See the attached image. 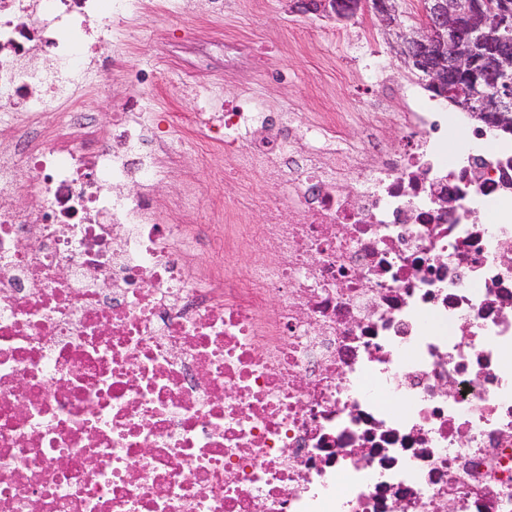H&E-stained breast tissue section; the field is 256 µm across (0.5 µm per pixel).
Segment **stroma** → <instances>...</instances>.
Wrapping results in <instances>:
<instances>
[{"label": "stroma", "mask_w": 512, "mask_h": 512, "mask_svg": "<svg viewBox=\"0 0 512 512\" xmlns=\"http://www.w3.org/2000/svg\"><path fill=\"white\" fill-rule=\"evenodd\" d=\"M208 2L193 0L192 12L173 18L162 10V0H153L128 27L124 60L96 74L107 94L84 101L101 125H111L113 113L130 106L127 73L150 65L168 81L191 85L175 99L156 96V113L195 111L212 90L228 103L249 97L309 120L335 115L353 139L360 136L359 113L397 105L406 89L441 102L424 75L395 56L370 10L337 21L292 14L288 0H223L220 12ZM373 54L383 58L385 71L369 68Z\"/></svg>", "instance_id": "stroma-1"}]
</instances>
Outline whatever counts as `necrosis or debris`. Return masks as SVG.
<instances>
[{"mask_svg": "<svg viewBox=\"0 0 512 512\" xmlns=\"http://www.w3.org/2000/svg\"><path fill=\"white\" fill-rule=\"evenodd\" d=\"M141 11L0 0V512H512V150L449 161L412 92L362 147L214 95L162 136L154 68L102 127L90 67ZM185 131L212 203L158 194ZM258 170L288 191L249 224L220 196Z\"/></svg>", "mask_w": 512, "mask_h": 512, "instance_id": "1", "label": "necrosis or debris"}]
</instances>
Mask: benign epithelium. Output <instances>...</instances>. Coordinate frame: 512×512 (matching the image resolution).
<instances>
[{"instance_id": "7a95c632", "label": "benign epithelium", "mask_w": 512, "mask_h": 512, "mask_svg": "<svg viewBox=\"0 0 512 512\" xmlns=\"http://www.w3.org/2000/svg\"><path fill=\"white\" fill-rule=\"evenodd\" d=\"M371 8L381 29L390 37L396 54L412 69L425 72L431 84L442 85L450 71L470 76V84L457 106L502 127L512 125V39L499 43V63L489 79L483 77L484 60L479 49L487 31L512 29V0H499L493 11L484 0H429L428 23L408 25L394 0H357L347 15ZM339 12L334 0H291L289 10Z\"/></svg>"}]
</instances>
